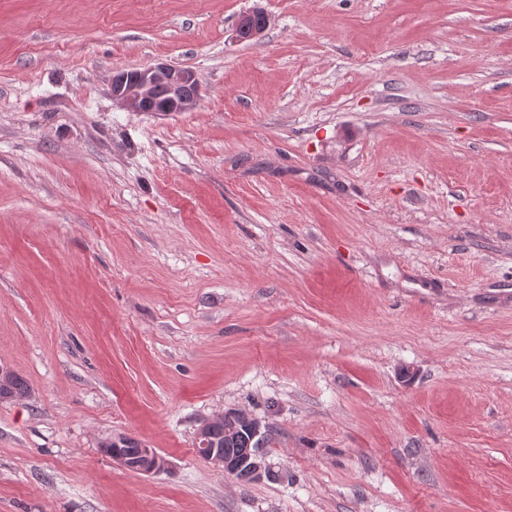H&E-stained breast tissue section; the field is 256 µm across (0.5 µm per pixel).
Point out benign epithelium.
Segmentation results:
<instances>
[{"mask_svg":"<svg viewBox=\"0 0 512 512\" xmlns=\"http://www.w3.org/2000/svg\"><path fill=\"white\" fill-rule=\"evenodd\" d=\"M270 25V17L259 7L244 14L238 20L236 36L240 41H249L259 37ZM168 88L169 98L165 104H154L157 85ZM112 100L133 112H158L173 115L193 109L200 98L201 87L193 70L168 63L135 68L117 73L111 80ZM206 425H201L197 433V442L205 448L207 462L214 468L229 472L224 455L216 448L207 447L205 441ZM114 461L123 468L144 475L154 474L168 466L167 460L153 448H143L140 460L130 462L114 456Z\"/></svg>","mask_w":512,"mask_h":512,"instance_id":"benign-epithelium-1","label":"benign epithelium"}]
</instances>
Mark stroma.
<instances>
[{
  "label": "stroma",
  "instance_id": "obj_1",
  "mask_svg": "<svg viewBox=\"0 0 512 512\" xmlns=\"http://www.w3.org/2000/svg\"><path fill=\"white\" fill-rule=\"evenodd\" d=\"M0 369V512H512V0H0ZM270 25V17L260 7L244 13L238 20L236 36L239 41H249L259 37ZM164 84V86H158ZM112 100L133 112H158L173 115L193 109L201 87L193 70L168 63L135 68L117 73L111 80ZM156 88V89H155ZM155 93V94H154ZM165 104L156 106L153 102ZM206 426L207 421L199 428L197 443L199 444L201 442V447L205 449L207 462L214 468L229 474L230 468L226 465L224 459L238 463L248 454H252L248 455L245 462L239 463L238 466L247 464V469L251 472L254 479H260L263 474H265L266 471L262 456L259 455L258 451L254 452L256 448H259V439H252V435L246 425L233 422L232 420H219L210 423L207 431L210 437L208 440L210 444H215L222 452L217 448H205L207 446L204 440L206 437ZM235 476L242 479H253L250 477L249 473L246 472L245 468L240 469ZM115 439L120 443V448H115L120 456H114L113 460L123 468L139 474L150 475L164 470L168 466L167 460L159 455L155 449L147 448V446L143 448L142 443L138 440L128 436H119ZM141 450L140 460L130 462V460L137 459ZM121 456L126 457L129 461H125Z\"/></svg>",
  "mask_w": 512,
  "mask_h": 512
}]
</instances>
